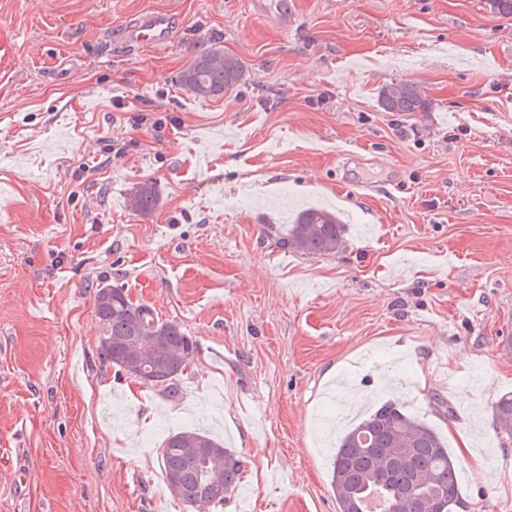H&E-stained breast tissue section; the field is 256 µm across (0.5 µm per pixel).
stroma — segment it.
Here are the masks:
<instances>
[{"mask_svg":"<svg viewBox=\"0 0 512 512\" xmlns=\"http://www.w3.org/2000/svg\"><path fill=\"white\" fill-rule=\"evenodd\" d=\"M246 2L0 0V512H337L347 396L381 388L447 440L467 512H512V17L297 0L270 27ZM151 12L169 45L126 39ZM213 44L248 84L199 101L176 78ZM405 80L428 111L379 108ZM308 206L341 249L280 246ZM105 280L195 340L178 398L101 360ZM184 427L243 463L220 506L165 487ZM132 200L134 208L143 215L151 214L158 205L157 192L150 182H144L137 186ZM493 416L501 438L512 440V392L505 393L495 403Z\"/></svg>","mask_w":512,"mask_h":512,"instance_id":"stroma-1","label":"stroma"}]
</instances>
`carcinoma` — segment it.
I'll return each mask as SVG.
<instances>
[{
    "label": "carcinoma",
    "instance_id": "carcinoma-1",
    "mask_svg": "<svg viewBox=\"0 0 512 512\" xmlns=\"http://www.w3.org/2000/svg\"><path fill=\"white\" fill-rule=\"evenodd\" d=\"M247 68L241 58L220 46L197 52L177 77L179 88L197 100H211L240 91ZM384 112L410 115L429 109V100L416 83L395 82L378 93ZM158 195L150 182L137 186L133 206L143 215L157 208ZM345 224L333 212L309 207L297 213L282 245L296 252L320 255L337 251ZM96 316L103 360L118 372L140 361L150 369L148 384L176 393V381L193 364L195 341L174 321L134 301L122 286L105 283L97 290ZM501 438L512 440V392L493 407ZM166 488L176 482L174 497L185 506H216L240 480L242 461L211 435L184 428L169 435L160 448ZM331 488L338 512H363L364 501L379 496L385 512H461L457 469L442 436L426 420L413 417L393 401H385L344 432L336 447Z\"/></svg>",
    "mask_w": 512,
    "mask_h": 512
}]
</instances>
